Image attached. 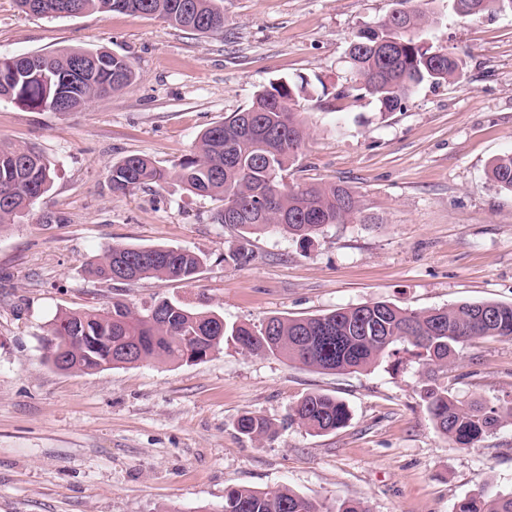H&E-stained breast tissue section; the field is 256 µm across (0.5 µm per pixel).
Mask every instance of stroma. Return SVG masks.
I'll return each instance as SVG.
<instances>
[{
    "mask_svg": "<svg viewBox=\"0 0 512 512\" xmlns=\"http://www.w3.org/2000/svg\"><path fill=\"white\" fill-rule=\"evenodd\" d=\"M224 32L205 35L125 13L40 18L0 0V58L101 49L128 57L131 86L74 112L0 99V140L36 146L49 191L0 233V512H220L232 487H283L369 512H454L461 498L512 491V423L452 447L424 400L406 348L351 374L309 369L234 344L200 363L123 365L92 374L47 360L50 324L69 310L161 297L260 325L387 301L424 311L512 303V193L488 178L512 152V12L460 18L428 0L418 33L465 61L459 79L421 86L379 111L353 90L350 40L397 0H223ZM310 79L309 137L288 184L341 183L360 211L307 242L272 227L238 264L218 200L170 180L113 194L112 164L144 154L169 166L199 135L247 108L280 77ZM346 97H339V90ZM181 247L203 256L196 281L101 283L85 268L110 245ZM460 399L512 405V341L475 338L435 376ZM310 392L349 407L346 427L316 435L292 421ZM255 413L278 426L255 442ZM236 427L239 433L256 441L271 439L277 434L276 425L271 420L252 413L242 415Z\"/></svg>",
    "mask_w": 512,
    "mask_h": 512,
    "instance_id": "35a3bbf8",
    "label": "stroma"
}]
</instances>
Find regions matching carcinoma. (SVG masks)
Masks as SVG:
<instances>
[{
  "instance_id": "cac0c4a2",
  "label": "carcinoma",
  "mask_w": 512,
  "mask_h": 512,
  "mask_svg": "<svg viewBox=\"0 0 512 512\" xmlns=\"http://www.w3.org/2000/svg\"><path fill=\"white\" fill-rule=\"evenodd\" d=\"M464 19L512 11V0H451ZM26 14L41 18L74 16L88 11L122 12L201 34L224 33L219 0H17ZM401 8L360 29L348 46L354 89L374 98L382 112H393L427 82L457 78L463 60L434 49L415 34L430 22L423 0H399ZM81 49L45 56L40 77L27 74L17 58L0 59V97L41 111L54 98L78 109L100 95L129 87L136 74L126 57L91 50L97 62L93 77L69 80ZM311 82L299 76L279 78L258 91L251 105L207 128L193 152L167 169L152 158L132 154L112 165L109 183L115 194H132L176 180L201 197H218V224L236 228L241 244L230 259L250 261V237L274 225L305 242L328 224H346L359 212L358 198L338 183L285 182L297 152L308 136L299 101ZM491 182L512 193V153L489 167ZM51 165L34 147L0 141V232L48 191ZM204 261L178 247L112 245L87 267L103 282L159 279L190 283ZM48 361L58 370L93 373L140 362H203L232 342L250 353L282 356L321 371L357 372L379 363L399 344L412 346L424 361V400L435 427L458 448H470L506 418L512 407L465 404L435 384L432 374L448 367L457 348L473 338L512 341V304L463 303L451 308L413 311L388 302L337 308L305 318L270 317L259 326L228 325L211 310L161 298L141 309L121 299L98 310L65 311L50 327ZM293 417L317 435L334 432L350 419L348 405L324 393H309L292 408ZM239 433L256 441L277 434L269 419L247 413L236 423ZM223 512H368L363 502L344 499L330 508L284 488L261 491L231 488ZM455 512H512V492L461 499Z\"/></svg>"
}]
</instances>
